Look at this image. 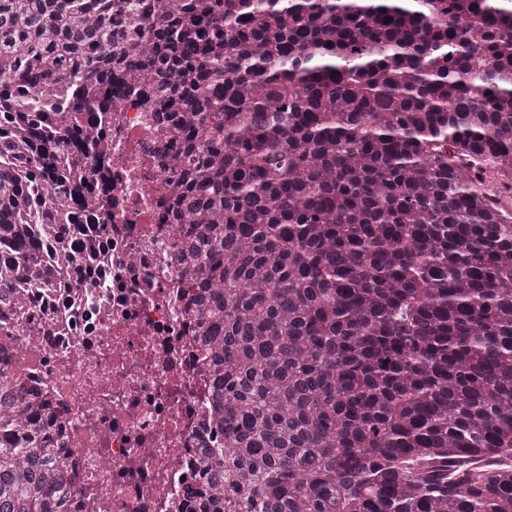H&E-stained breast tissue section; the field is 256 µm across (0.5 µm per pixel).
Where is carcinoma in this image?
<instances>
[{
	"mask_svg": "<svg viewBox=\"0 0 512 512\" xmlns=\"http://www.w3.org/2000/svg\"><path fill=\"white\" fill-rule=\"evenodd\" d=\"M0 0V336L43 253L104 250L108 151L19 87L111 111L128 74L179 141L173 261L212 363L209 512H512V0H179L127 54L135 0ZM46 223L21 218L32 187ZM0 367V512H59L64 464Z\"/></svg>",
	"mask_w": 512,
	"mask_h": 512,
	"instance_id": "carcinoma-1",
	"label": "carcinoma"
}]
</instances>
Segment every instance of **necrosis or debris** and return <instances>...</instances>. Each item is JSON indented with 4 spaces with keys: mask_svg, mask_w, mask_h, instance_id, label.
Masks as SVG:
<instances>
[{
    "mask_svg": "<svg viewBox=\"0 0 512 512\" xmlns=\"http://www.w3.org/2000/svg\"><path fill=\"white\" fill-rule=\"evenodd\" d=\"M112 245L91 279L26 289L7 359L44 405L71 489L62 512H202L180 494L204 468L201 442L224 445L210 419L211 363L194 307L169 259L179 227L164 223L173 174L151 146L165 128L133 98L112 102Z\"/></svg>",
    "mask_w": 512,
    "mask_h": 512,
    "instance_id": "obj_1",
    "label": "necrosis or debris"
}]
</instances>
